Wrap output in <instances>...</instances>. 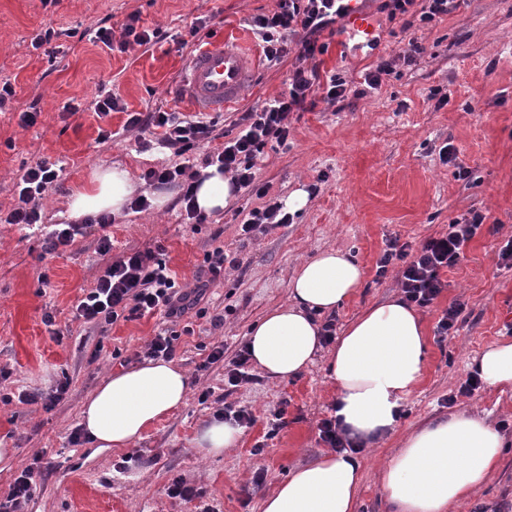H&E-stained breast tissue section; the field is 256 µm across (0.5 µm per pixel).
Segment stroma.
I'll return each mask as SVG.
<instances>
[{
	"label": "stroma",
	"mask_w": 512,
	"mask_h": 512,
	"mask_svg": "<svg viewBox=\"0 0 512 512\" xmlns=\"http://www.w3.org/2000/svg\"><path fill=\"white\" fill-rule=\"evenodd\" d=\"M277 0H0V85L13 96L0 112V448L13 451V464L0 471V499L21 470L39 463L45 474L22 512H261L263 498L296 468L314 462L329 447L319 423L332 414L336 389L328 377L327 352H320L297 378L282 382L255 371L252 383L224 384L223 362L207 364L214 343L233 359L255 322L287 303L298 265L334 248L362 268L356 293L333 316L337 332L364 310L401 294L395 272L376 275L387 240L420 242L446 233L469 211L486 216L487 231L465 247L464 259L442 271L448 286L421 309L427 337L423 377L401 403L398 426L366 446L358 458L362 484L355 512H388L378 472L411 431L457 414L487 419L506 440L488 482L456 503L451 512H498L512 503V390L483 387L447 405L451 390L472 373L473 359L487 346L508 340L512 323V268L500 266L498 251L512 238V0H463L460 7L428 26L405 27L388 20L379 0H357L356 10L373 26L372 40L344 32L328 38L316 55L320 71L360 80L380 58L417 39L424 51L401 66L399 76L348 103L317 100L291 116L287 147L266 149L258 178L266 198L236 195L210 223H188L174 206V185L140 183L152 164H180L168 150H142L138 132L125 128L128 113L178 109L194 114L183 93L182 72L199 44L223 38L256 54V69L242 98L221 114L230 131L241 112L263 106L284 88L298 50L279 63L267 62L251 20L274 12ZM138 13L144 27L160 30L150 45L112 51L91 41L98 22L113 28ZM58 36L38 44L46 29ZM125 103L122 112L97 115L90 106L98 88ZM448 96L435 106L431 89ZM34 110L31 126L21 113ZM115 134L98 139L100 131ZM453 145L456 165L442 163L439 151ZM61 166L57 182L41 202L43 221L62 223L67 197L94 170L119 165L138 179L139 194L169 195L164 210H124L106 229L92 228L67 247L45 253L34 229L3 223L18 202L25 168L40 160ZM470 175L459 179L457 166ZM308 191L306 206L292 223L242 235L252 209L286 201ZM109 234L113 254L161 253L183 286L193 287L206 251L223 246L238 259L209 288L207 318L181 336L173 362L189 380L185 404L162 419L127 449H102L88 439L73 442L88 394L108 375L138 366V354L168 322L162 316L117 321L108 329L73 321L84 289L93 287L105 263L97 252ZM465 309L455 338L438 343L436 325L451 302ZM53 313L54 325L43 321ZM222 317L221 326L210 323ZM69 386L51 408L22 401L23 393L51 392L60 380ZM207 402H200L201 393ZM247 407L253 422L231 448L208 456L195 448L200 427L223 405ZM284 411L286 427L274 425ZM200 493L185 502L165 495L174 478Z\"/></svg>",
	"instance_id": "obj_1"
}]
</instances>
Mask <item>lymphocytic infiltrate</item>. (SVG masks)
I'll return each mask as SVG.
<instances>
[{
	"mask_svg": "<svg viewBox=\"0 0 512 512\" xmlns=\"http://www.w3.org/2000/svg\"><path fill=\"white\" fill-rule=\"evenodd\" d=\"M457 0H381V9L388 19L412 13L421 24H430L456 9ZM352 10L350 0H278L276 10L268 15L256 16L252 21L255 35L262 43L265 59L277 63L288 53L291 37L299 39V56L303 63L290 71L284 89L264 106L241 113L235 125L237 134L225 140L216 152H205L201 164L219 166L232 176L235 191L259 197L266 196V187L260 186L257 166L266 147H284L291 133L290 116L306 110L309 96L321 92L328 103L342 102L349 96H361L363 89L375 90L391 76L397 64L411 65L422 48L417 41H409L397 58L381 60L374 70L364 75V88H352L348 81L336 73L320 75L317 68L305 67V60L324 53L321 34ZM138 14H130L121 30L101 25L92 31L93 42L107 48L126 49L130 44H151L157 39V30L140 27ZM128 114V128L149 131L159 148L182 156L204 149L215 139L217 119L207 121L170 110L132 112ZM59 177L53 163L41 160L25 169L18 185V204L10 212L11 224L40 223L41 201ZM149 184H173L180 188L177 199L186 217L195 224H204L208 215L194 205L197 173L187 172L184 166L150 168L143 172ZM485 221L478 211H470L449 224L448 231L438 237H429L412 245L391 238L376 263L377 276H385L396 269L406 302L419 308L430 307L446 287L440 272L455 267L464 256V248ZM112 240L109 235L98 239V252L108 259L95 287L84 291L73 312L74 319L104 327L118 320L134 321L145 316L163 315L168 321H180L188 313L205 317L201 308L210 284L223 275L225 265H236V258L223 247L208 251L199 269L197 285L185 291L165 259L151 250L135 251L111 258Z\"/></svg>",
	"mask_w": 512,
	"mask_h": 512,
	"instance_id": "lymphocytic-infiltrate-1",
	"label": "lymphocytic infiltrate"
}]
</instances>
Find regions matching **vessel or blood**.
I'll return each mask as SVG.
<instances>
[{
	"mask_svg": "<svg viewBox=\"0 0 512 512\" xmlns=\"http://www.w3.org/2000/svg\"><path fill=\"white\" fill-rule=\"evenodd\" d=\"M256 59L224 40L197 46L184 70V91L201 112H220L236 102L249 84Z\"/></svg>",
	"mask_w": 512,
	"mask_h": 512,
	"instance_id": "1",
	"label": "vessel or blood"
}]
</instances>
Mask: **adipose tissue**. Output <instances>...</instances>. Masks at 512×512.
Returning a JSON list of instances; mask_svg holds the SVG:
<instances>
[{
  "mask_svg": "<svg viewBox=\"0 0 512 512\" xmlns=\"http://www.w3.org/2000/svg\"><path fill=\"white\" fill-rule=\"evenodd\" d=\"M195 204L223 212L234 197L230 178L205 170ZM135 185L122 166L101 168L68 198L69 219L121 214ZM361 283V268L335 249L303 263L290 282V304L274 308L248 336L253 361L268 376L297 377L320 347L318 314L336 309ZM426 336L415 308L400 299L365 310L343 332L329 357L337 391L335 416L351 436L373 441L394 429L402 401L423 376ZM475 367L488 386L512 387V342L487 348ZM185 374L150 361L111 375L87 398L80 424L100 448H128L184 405ZM504 439L486 421L465 414L412 431L380 472L389 512H450L481 487L497 465ZM361 465L348 452H328L297 468L262 502V512H355Z\"/></svg>",
  "mask_w": 512,
  "mask_h": 512,
  "instance_id": "obj_1",
  "label": "adipose tissue"
}]
</instances>
